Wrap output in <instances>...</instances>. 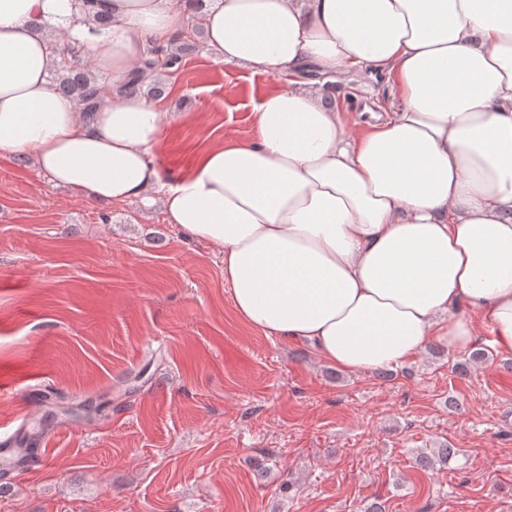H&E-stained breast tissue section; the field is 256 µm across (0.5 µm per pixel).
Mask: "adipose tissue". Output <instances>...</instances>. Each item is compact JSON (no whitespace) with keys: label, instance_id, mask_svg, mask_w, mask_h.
I'll return each mask as SVG.
<instances>
[{"label":"adipose tissue","instance_id":"1","mask_svg":"<svg viewBox=\"0 0 512 512\" xmlns=\"http://www.w3.org/2000/svg\"><path fill=\"white\" fill-rule=\"evenodd\" d=\"M195 25L215 63L366 67L396 104L361 131L291 85L255 105L251 139L171 179L156 155L177 113L134 95L87 120L50 82L64 47L117 83ZM18 154L81 197L162 207L218 248L251 328L346 371L467 350L480 321L512 354V0H0V157Z\"/></svg>","mask_w":512,"mask_h":512}]
</instances>
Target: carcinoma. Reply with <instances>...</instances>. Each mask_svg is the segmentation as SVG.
Returning <instances> with one entry per match:
<instances>
[{
    "label": "carcinoma",
    "mask_w": 512,
    "mask_h": 512,
    "mask_svg": "<svg viewBox=\"0 0 512 512\" xmlns=\"http://www.w3.org/2000/svg\"><path fill=\"white\" fill-rule=\"evenodd\" d=\"M201 34L202 31L196 27L186 35L179 33L173 36L164 46H151L147 55L140 60L137 69L115 86L105 84L97 78L82 51L74 48L65 49L61 52V60L52 71L55 89L76 101L87 118L99 110L107 92L138 95L145 91L159 98L166 93V81L158 80L146 89L145 78L159 72L168 75L178 72L187 53L196 48V37Z\"/></svg>",
    "instance_id": "cac0c4a2"
}]
</instances>
